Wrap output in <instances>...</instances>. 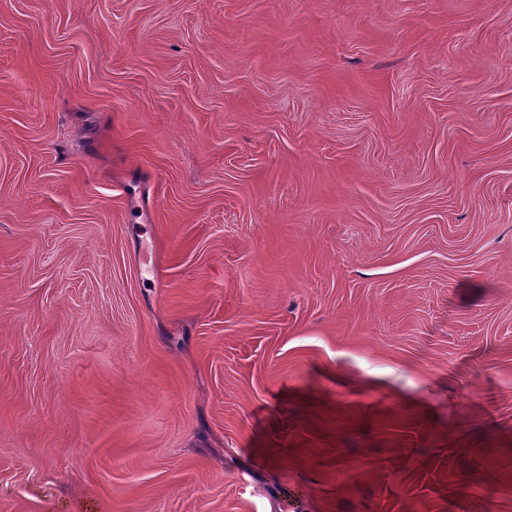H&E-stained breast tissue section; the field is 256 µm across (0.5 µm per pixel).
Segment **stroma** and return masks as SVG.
<instances>
[{
  "mask_svg": "<svg viewBox=\"0 0 512 512\" xmlns=\"http://www.w3.org/2000/svg\"><path fill=\"white\" fill-rule=\"evenodd\" d=\"M512 512V0H0V512Z\"/></svg>",
  "mask_w": 512,
  "mask_h": 512,
  "instance_id": "1",
  "label": "stroma"
}]
</instances>
